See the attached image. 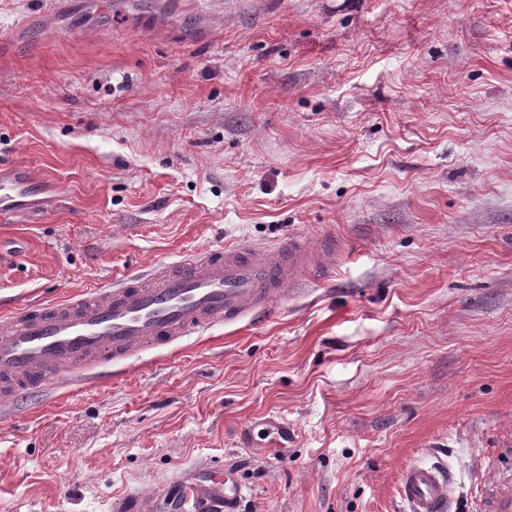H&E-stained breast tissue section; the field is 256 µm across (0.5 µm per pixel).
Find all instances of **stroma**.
I'll return each instance as SVG.
<instances>
[{
  "mask_svg": "<svg viewBox=\"0 0 512 512\" xmlns=\"http://www.w3.org/2000/svg\"><path fill=\"white\" fill-rule=\"evenodd\" d=\"M0 164L64 190L0 219V315L218 246L344 245L272 316L0 399V512L224 472L235 512H402L417 461L495 512L512 0H0Z\"/></svg>",
  "mask_w": 512,
  "mask_h": 512,
  "instance_id": "obj_1",
  "label": "stroma"
}]
</instances>
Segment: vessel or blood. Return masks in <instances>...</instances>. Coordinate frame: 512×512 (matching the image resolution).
<instances>
[{"mask_svg": "<svg viewBox=\"0 0 512 512\" xmlns=\"http://www.w3.org/2000/svg\"><path fill=\"white\" fill-rule=\"evenodd\" d=\"M23 165L0 166V218L38 217L59 198ZM343 248L334 237L311 245L294 237L272 247L243 246L163 264L78 299L35 304L0 317V397L83 375L148 348H163L218 324L267 315L308 273L327 276ZM243 487L231 477L189 485L192 512H234ZM407 512H451L443 466L416 462L400 472ZM158 496L140 494L113 512H157Z\"/></svg>", "mask_w": 512, "mask_h": 512, "instance_id": "obj_1", "label": "vessel or blood"}]
</instances>
